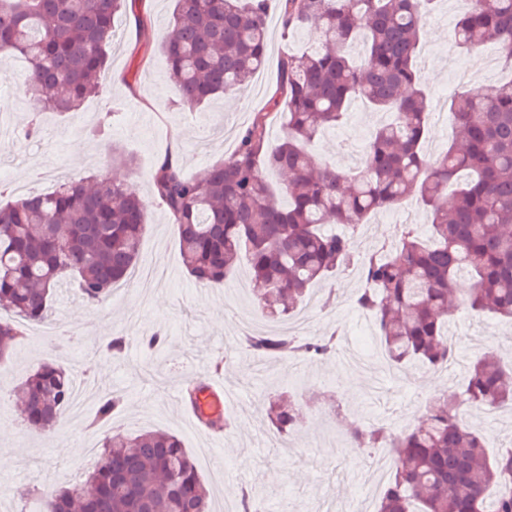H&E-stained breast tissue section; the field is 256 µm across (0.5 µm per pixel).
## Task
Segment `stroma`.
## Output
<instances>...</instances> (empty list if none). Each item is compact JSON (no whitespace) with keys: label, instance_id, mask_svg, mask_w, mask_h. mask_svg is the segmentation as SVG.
Returning <instances> with one entry per match:
<instances>
[{"label":"stroma","instance_id":"35a3bbf8","mask_svg":"<svg viewBox=\"0 0 512 512\" xmlns=\"http://www.w3.org/2000/svg\"><path fill=\"white\" fill-rule=\"evenodd\" d=\"M174 10V0H128L114 20L99 93L78 110L44 115L33 139L26 134L32 109L21 89L24 62L0 59V204L52 192L69 176L122 172L137 180L141 193L150 198L137 265L159 274L149 294L132 283L125 294H112L99 306L88 305L76 284H68L54 298L47 318L57 327L58 347L36 343L27 333L0 360V424L6 428L0 435V455L14 460L11 469L0 472V512H32L35 492L84 479L92 463L83 440L93 433L97 402L49 431L31 429L19 411L17 387L53 359L96 391L125 396V406L109 421L111 430H164L178 436L196 458L216 510L239 507L243 490L253 487L266 512H325L328 504L348 512L357 495L374 512L381 483L357 481L365 451L344 440V427L356 421L397 430L415 424L416 409L429 397L457 390L482 353L492 351L503 363L512 362V325L461 310L449 327L458 344L447 373L381 368L373 353L374 321L351 302L362 286L351 267L316 284L298 313L308 321V337L339 332L341 344L357 352L361 365L347 367L331 356L302 361L293 373L290 358L277 357L255 369L242 351L237 330L239 322L261 313L250 295L247 264H239L220 286L192 280L172 218L152 196L150 175L170 155L186 175H199L234 151L239 133L258 112L270 115V139L283 137V118L270 105L280 62L315 48L318 33L310 28L284 34L279 10L270 7L264 69L244 91L188 108L179 104L160 49ZM459 12L457 0H443L424 19L418 69L430 93L425 149L431 154L445 151L454 137L453 124L439 117L451 97L460 91L486 92L504 75L499 66L484 63L485 56L495 54V46L478 52L456 46L451 31ZM374 126L368 110L350 108L343 124L317 137L312 152L320 162L351 166ZM426 222L422 209L411 212L404 206L372 215L357 240V253L363 256L393 241L404 225L422 227ZM330 292L336 301L327 307L323 298ZM156 332L167 342L152 352L141 339ZM118 335L126 337L128 346L123 358L113 360L102 348L107 337ZM191 368L222 384L232 399L231 428L209 439L189 427L184 409L170 394ZM280 395L314 403L290 455L267 440L271 429L265 409Z\"/></svg>","mask_w":512,"mask_h":512}]
</instances>
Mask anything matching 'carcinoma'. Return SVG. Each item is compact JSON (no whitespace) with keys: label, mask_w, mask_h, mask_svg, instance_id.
<instances>
[{"label":"carcinoma","mask_w":512,"mask_h":512,"mask_svg":"<svg viewBox=\"0 0 512 512\" xmlns=\"http://www.w3.org/2000/svg\"><path fill=\"white\" fill-rule=\"evenodd\" d=\"M284 32L319 29L321 47L280 65L274 105L286 107L285 135L269 140V112H257L224 161L187 177L164 158L153 192L177 226L189 275L221 285L241 260L250 267L258 306L285 320L317 283L349 266L370 215L410 199L425 209L429 239L407 224L361 262L354 306L375 318L389 361L418 370L448 365V324L455 307L512 321V78L484 94L451 102L456 139L443 153L425 151L427 92L417 59L422 21L441 0H278ZM126 0H0V54L26 63L32 109L72 111L96 93L106 69L114 17ZM269 0H176L163 37L180 104L195 107L231 94L261 69L267 53ZM456 43L497 46L512 71V0H470L453 29ZM359 43L362 55L349 47ZM355 100L391 119L375 127L352 169L317 162L311 143L336 128ZM286 172L287 205L270 190L267 171ZM149 202L130 181L76 177L28 201L0 206V354L42 323L60 283L74 278L91 305L106 302L139 259ZM341 224V233L325 226ZM468 277L457 298L454 285ZM336 335L309 339L253 333L247 357L314 359L336 351ZM23 415L45 431L64 424L72 376L41 364L21 386ZM512 406V368L487 352L473 362L458 395L436 397L418 427L395 432L353 424L358 448H389L397 464L377 512H512V444L486 453L481 430L462 407ZM107 393L96 420L120 410ZM296 400L269 401L267 418L288 436L304 419ZM102 448L85 480L41 498L40 512H210L209 493L178 437L102 429Z\"/></svg>","instance_id":"carcinoma-1"}]
</instances>
